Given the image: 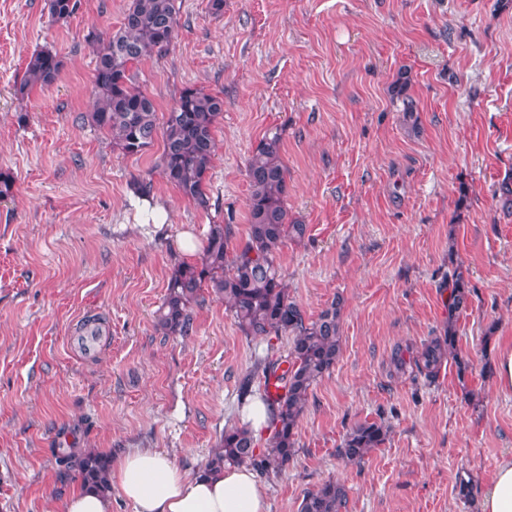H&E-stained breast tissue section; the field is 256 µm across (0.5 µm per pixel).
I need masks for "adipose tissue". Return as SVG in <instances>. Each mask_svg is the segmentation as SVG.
Wrapping results in <instances>:
<instances>
[{
	"label": "adipose tissue",
	"instance_id": "adipose-tissue-1",
	"mask_svg": "<svg viewBox=\"0 0 512 512\" xmlns=\"http://www.w3.org/2000/svg\"><path fill=\"white\" fill-rule=\"evenodd\" d=\"M109 481L118 486L135 512H267L265 490L245 466L189 476L154 448H133ZM476 512H512V456L503 458L486 482Z\"/></svg>",
	"mask_w": 512,
	"mask_h": 512
}]
</instances>
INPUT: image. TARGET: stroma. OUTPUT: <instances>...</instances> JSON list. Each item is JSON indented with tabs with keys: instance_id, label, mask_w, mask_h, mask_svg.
Segmentation results:
<instances>
[{
	"instance_id": "obj_1",
	"label": "stroma",
	"mask_w": 512,
	"mask_h": 512,
	"mask_svg": "<svg viewBox=\"0 0 512 512\" xmlns=\"http://www.w3.org/2000/svg\"><path fill=\"white\" fill-rule=\"evenodd\" d=\"M178 2L172 44L132 75L161 113L188 86L223 97L206 210L161 178L162 141L125 155L79 120L94 106L92 37L129 0H81L64 23L48 0H0V172L14 180L0 201V512H64L80 479L60 484L59 448L115 462L156 448L197 474L240 422V379L261 394L256 365L287 357V336H245L211 295L188 336L157 330L156 311L210 225L244 245L247 159L272 128L288 214L309 227L278 253L288 292L311 318L337 296L343 309L341 354L309 393L294 456L260 478L269 512H298L330 479L344 512H474L459 481L481 490L512 453V391L494 370L512 346V214L498 195L512 175V0H224L219 16ZM44 48L64 60L59 81L15 96ZM140 178L169 223L130 206ZM457 268L472 290L456 323L466 383L452 362L432 383L397 371V349L443 335ZM377 419L385 445L339 458L347 431Z\"/></svg>"
}]
</instances>
